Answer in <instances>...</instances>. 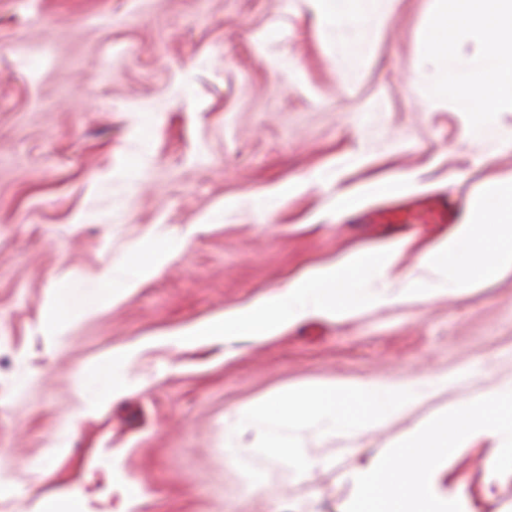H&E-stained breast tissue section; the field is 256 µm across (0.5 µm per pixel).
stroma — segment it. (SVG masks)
<instances>
[{
	"mask_svg": "<svg viewBox=\"0 0 512 512\" xmlns=\"http://www.w3.org/2000/svg\"><path fill=\"white\" fill-rule=\"evenodd\" d=\"M428 0H398L350 75L306 0H0V512H346L349 473L462 398L512 379V272L464 296L306 319L281 335L183 332L348 252L403 240L411 271L446 224H371L380 208L456 206L488 157L465 114L427 104ZM137 287L53 327L58 288L93 291L151 243ZM116 363L120 387L79 377ZM477 368L386 428L317 448L254 488L224 463V421L293 384ZM92 413H85L86 404ZM473 440L438 477L462 512H512V473Z\"/></svg>",
	"mask_w": 512,
	"mask_h": 512,
	"instance_id": "obj_1",
	"label": "stroma"
}]
</instances>
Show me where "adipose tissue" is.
Returning <instances> with one entry per match:
<instances>
[{
	"instance_id": "obj_1",
	"label": "adipose tissue",
	"mask_w": 512,
	"mask_h": 512,
	"mask_svg": "<svg viewBox=\"0 0 512 512\" xmlns=\"http://www.w3.org/2000/svg\"><path fill=\"white\" fill-rule=\"evenodd\" d=\"M317 29L330 35L336 44V66L350 73L354 63L368 52L369 36L375 35L389 19L395 0H308ZM170 255L164 244L139 252L121 264L104 270L96 280L93 295L70 289L54 303L55 323H65L83 310L89 300L105 301L120 287L132 288L157 273Z\"/></svg>"
}]
</instances>
